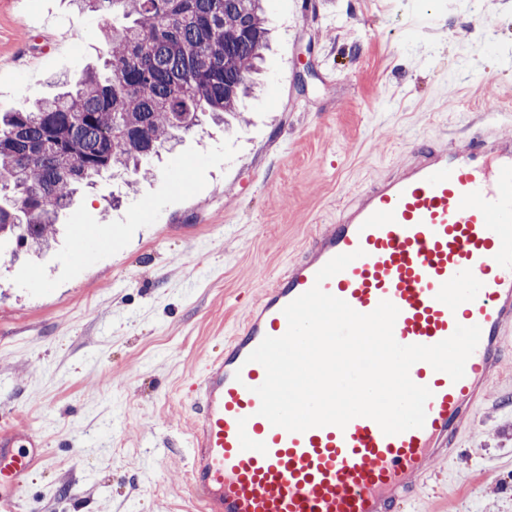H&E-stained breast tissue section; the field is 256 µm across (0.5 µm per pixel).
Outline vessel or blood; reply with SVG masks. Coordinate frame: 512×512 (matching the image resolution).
<instances>
[{
	"instance_id": "1",
	"label": "vessel or blood",
	"mask_w": 512,
	"mask_h": 512,
	"mask_svg": "<svg viewBox=\"0 0 512 512\" xmlns=\"http://www.w3.org/2000/svg\"><path fill=\"white\" fill-rule=\"evenodd\" d=\"M405 24L433 31L436 12L421 8ZM351 252L355 260L323 290L362 314L393 303L402 345H434L457 326H479L465 375L455 382L415 363L410 378L431 397L423 427L399 434H384L367 417L303 432L273 426L254 392L265 369L249 355L264 337L286 333L285 306L313 287L329 260ZM511 335L512 137L490 130L419 143L337 207L194 378L186 489L205 512H396L428 463L460 445ZM34 462L23 450L0 453V484L11 488L0 494V512H21L14 491Z\"/></svg>"
}]
</instances>
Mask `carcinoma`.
<instances>
[{
  "mask_svg": "<svg viewBox=\"0 0 512 512\" xmlns=\"http://www.w3.org/2000/svg\"><path fill=\"white\" fill-rule=\"evenodd\" d=\"M112 21L103 69L0 113V251L40 252L101 173L136 182L160 150L236 112L266 46L263 0H75Z\"/></svg>",
  "mask_w": 512,
  "mask_h": 512,
  "instance_id": "carcinoma-1",
  "label": "carcinoma"
}]
</instances>
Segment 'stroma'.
Returning a JSON list of instances; mask_svg holds the SVG:
<instances>
[{
    "mask_svg": "<svg viewBox=\"0 0 512 512\" xmlns=\"http://www.w3.org/2000/svg\"><path fill=\"white\" fill-rule=\"evenodd\" d=\"M265 0L261 87L128 184L78 193L44 255L0 256V432L39 459L22 512H187V387L268 279L348 193L411 145L473 132L496 99L512 136V0ZM69 0H0V112L53 96L107 54ZM96 247L71 256L76 237ZM461 449L402 512H512V354ZM436 10L423 6L406 18L405 25L414 31L431 32L436 27Z\"/></svg>",
    "mask_w": 512,
    "mask_h": 512,
    "instance_id": "35a3bbf8",
    "label": "stroma"
}]
</instances>
